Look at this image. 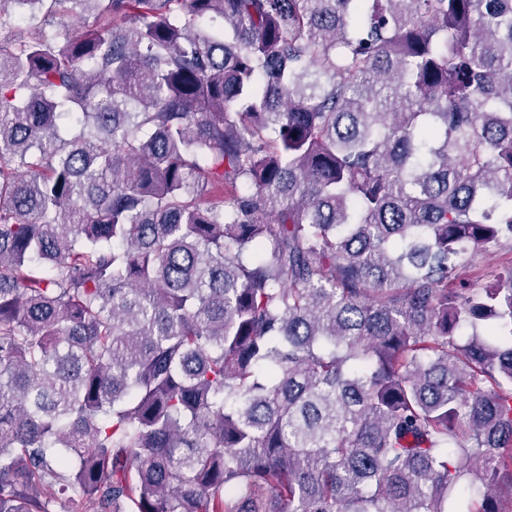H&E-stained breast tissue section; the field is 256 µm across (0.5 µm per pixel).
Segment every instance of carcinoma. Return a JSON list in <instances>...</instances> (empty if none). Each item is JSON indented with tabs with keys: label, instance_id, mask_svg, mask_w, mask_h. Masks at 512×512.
Wrapping results in <instances>:
<instances>
[{
	"label": "carcinoma",
	"instance_id": "carcinoma-1",
	"mask_svg": "<svg viewBox=\"0 0 512 512\" xmlns=\"http://www.w3.org/2000/svg\"><path fill=\"white\" fill-rule=\"evenodd\" d=\"M2 31L0 512H512V0Z\"/></svg>",
	"mask_w": 512,
	"mask_h": 512
}]
</instances>
